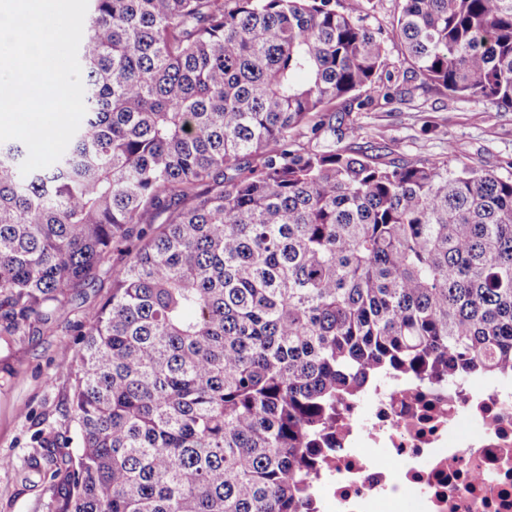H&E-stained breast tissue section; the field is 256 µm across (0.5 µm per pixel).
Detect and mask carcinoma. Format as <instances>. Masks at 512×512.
Returning a JSON list of instances; mask_svg holds the SVG:
<instances>
[{
  "label": "carcinoma",
  "instance_id": "carcinoma-1",
  "mask_svg": "<svg viewBox=\"0 0 512 512\" xmlns=\"http://www.w3.org/2000/svg\"><path fill=\"white\" fill-rule=\"evenodd\" d=\"M90 2L72 148L24 176L0 143V346L125 254L78 330L76 438L33 434L54 512H302L340 398L512 375V173L302 140L404 94L370 0ZM396 36L512 110V0H403Z\"/></svg>",
  "mask_w": 512,
  "mask_h": 512
}]
</instances>
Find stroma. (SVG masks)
I'll return each instance as SVG.
<instances>
[{"instance_id":"35a3bbf8","label":"stroma","mask_w":512,"mask_h":512,"mask_svg":"<svg viewBox=\"0 0 512 512\" xmlns=\"http://www.w3.org/2000/svg\"><path fill=\"white\" fill-rule=\"evenodd\" d=\"M400 6L401 0H371L368 13L370 24L387 36V69L407 75L404 100L337 113L335 133L322 135V142L338 136L343 144L412 161L453 147L469 165L502 174L512 170V112L484 99L448 96L410 73L399 43L390 37ZM121 261L113 255L93 282L72 291L51 322L0 347V457L11 461L10 467L0 468V512L53 510V481L28 467L39 454L31 435L38 427L73 435L66 409L75 333L87 309L111 294L112 268Z\"/></svg>"}]
</instances>
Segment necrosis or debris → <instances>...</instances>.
<instances>
[{
    "instance_id": "necrosis-or-debris-1",
    "label": "necrosis or debris",
    "mask_w": 512,
    "mask_h": 512,
    "mask_svg": "<svg viewBox=\"0 0 512 512\" xmlns=\"http://www.w3.org/2000/svg\"><path fill=\"white\" fill-rule=\"evenodd\" d=\"M307 512H512V378L392 377L340 399Z\"/></svg>"
}]
</instances>
